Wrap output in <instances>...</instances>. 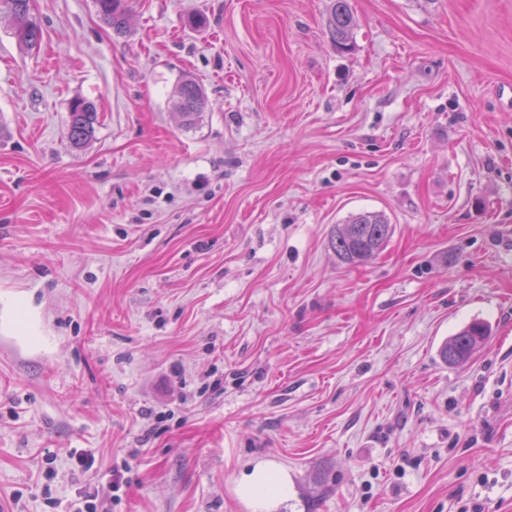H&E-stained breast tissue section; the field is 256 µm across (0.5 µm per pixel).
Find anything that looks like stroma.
<instances>
[{"instance_id": "35a3bbf8", "label": "stroma", "mask_w": 512, "mask_h": 512, "mask_svg": "<svg viewBox=\"0 0 512 512\" xmlns=\"http://www.w3.org/2000/svg\"><path fill=\"white\" fill-rule=\"evenodd\" d=\"M32 5L34 50L0 20V512H254L260 463L270 512H512V0H350L347 54L329 0H132L123 37ZM362 212L393 234L348 265ZM326 26L332 43L337 50L351 49V35L355 27V18L349 0H330ZM175 106L184 126L195 125L197 118L206 106L204 89L194 79L185 77L178 85ZM98 123L95 105L83 99L74 100L69 110L67 139L75 148H80L92 140ZM393 227L382 214L359 213L342 224L331 240L337 256L358 264L375 256L390 238ZM490 336L487 325L473 322L461 329L442 347L440 355L447 364L468 360L484 346ZM240 487L253 499L255 507L265 509L288 493V477L281 471L259 464L243 475Z\"/></svg>"}]
</instances>
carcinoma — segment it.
Here are the masks:
<instances>
[{
	"mask_svg": "<svg viewBox=\"0 0 512 512\" xmlns=\"http://www.w3.org/2000/svg\"><path fill=\"white\" fill-rule=\"evenodd\" d=\"M97 12L112 31L124 35L130 30L129 0H95ZM0 16L8 18L13 36L19 46L34 47L41 37V27L30 11V0H0ZM327 32L336 49H351V35L355 18L349 0H330L327 13ZM206 106L205 91L190 77L184 78L177 88L176 109L183 125H195ZM98 112L95 105L83 99L71 103L67 124V139L75 148L92 140ZM393 227L388 219L372 212L350 217L331 240L337 256L350 264H358L375 256L390 238ZM490 336L487 325L473 322L461 329L442 347L440 355L448 364L469 359L484 346Z\"/></svg>",
	"mask_w": 512,
	"mask_h": 512,
	"instance_id": "cac0c4a2",
	"label": "carcinoma"
}]
</instances>
